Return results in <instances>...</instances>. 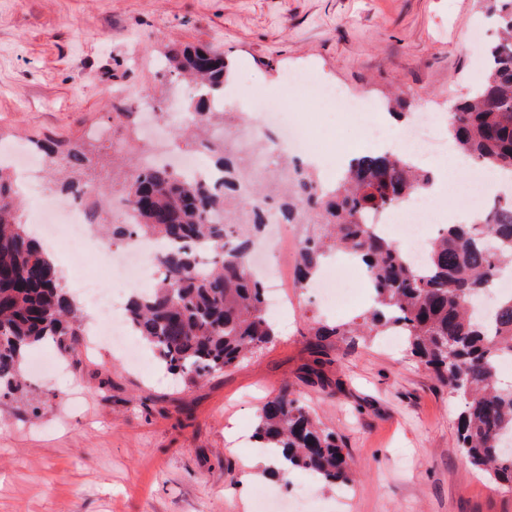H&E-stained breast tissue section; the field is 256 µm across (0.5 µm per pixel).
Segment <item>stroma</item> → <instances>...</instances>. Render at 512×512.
<instances>
[{
	"label": "stroma",
	"instance_id": "35a3bbf8",
	"mask_svg": "<svg viewBox=\"0 0 512 512\" xmlns=\"http://www.w3.org/2000/svg\"><path fill=\"white\" fill-rule=\"evenodd\" d=\"M484 25L477 0H0V145L88 142L91 172L115 197L143 153L197 147L169 133L192 98L163 66L173 45L221 48L234 86L255 79L277 94L287 70L308 64L348 96L382 105L398 93L442 112L482 77ZM140 98L164 113L156 133L131 114ZM321 107L294 116L325 156L365 150L351 122ZM95 126L111 138L89 141ZM351 286L357 298L341 310L289 288L279 336L197 386L146 347L137 370L110 350L76 352L61 358L62 377L37 364L55 348L29 351L23 391L0 388V512H255L258 491L303 487L312 512H512V491L455 444L458 400L405 344L315 335V322L367 308L362 278ZM286 384L343 444V491L257 466V408Z\"/></svg>",
	"mask_w": 512,
	"mask_h": 512
}]
</instances>
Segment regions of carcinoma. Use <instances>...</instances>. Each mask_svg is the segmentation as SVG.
<instances>
[{"label":"carcinoma","mask_w":512,"mask_h":512,"mask_svg":"<svg viewBox=\"0 0 512 512\" xmlns=\"http://www.w3.org/2000/svg\"><path fill=\"white\" fill-rule=\"evenodd\" d=\"M485 2L498 37L487 48L481 80L451 107L448 133L458 152L512 172V0ZM167 64L174 80L188 79L200 91L188 107L191 133L217 157L214 168L222 180L193 182L167 166L142 162L123 194L136 223L99 228L114 242L148 237L166 244L157 256L162 277L130 301L128 323L168 371L197 384L238 365L276 331L264 283L248 266L264 221L236 197L243 159L231 155L226 141L208 136L213 120L226 116L213 103L214 93L224 92L228 62L208 46L185 44L170 48ZM35 147L51 158L62 154L68 163H91L82 142L64 151L50 140ZM291 167L288 184L270 180L254 195L304 227L299 287H307L324 260L340 250L365 268L373 296L358 321L321 325L316 334L400 332L411 353L461 403L457 447L490 483L512 489V454L501 446L512 439V386L499 385L497 362L501 353L512 355V294L498 298L489 323L478 306L495 277L512 268V199L487 203L475 224L442 226L417 267L364 223L367 215L428 187L432 176L415 159L389 150L362 153L330 187L310 168L297 162ZM89 182L83 173L64 181L61 190L80 196L98 219V195L84 192ZM14 183L10 169L0 165V385L17 391L26 351L51 341L60 353L75 354L82 320L43 244L17 220ZM254 437L264 449H280L267 467L271 476L304 470L324 486L351 481L336 434L288 388L261 405Z\"/></svg>","instance_id":"1"}]
</instances>
